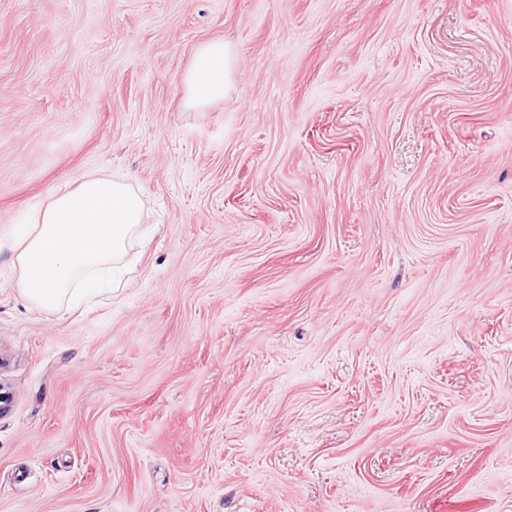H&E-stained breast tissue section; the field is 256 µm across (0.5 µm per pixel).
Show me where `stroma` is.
Here are the masks:
<instances>
[{"label": "stroma", "mask_w": 512, "mask_h": 512, "mask_svg": "<svg viewBox=\"0 0 512 512\" xmlns=\"http://www.w3.org/2000/svg\"><path fill=\"white\" fill-rule=\"evenodd\" d=\"M89 172L141 258L51 315ZM0 389V512H512V0H0ZM234 65L235 52L230 44L223 40L199 44L181 81L184 102L203 107L224 100L233 85ZM56 191L16 231L13 258L21 296L48 313H68L120 283L146 223L143 194L112 174L80 176Z\"/></svg>", "instance_id": "1"}]
</instances>
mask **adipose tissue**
<instances>
[{
	"label": "adipose tissue",
	"instance_id": "ef3b65f1",
	"mask_svg": "<svg viewBox=\"0 0 512 512\" xmlns=\"http://www.w3.org/2000/svg\"><path fill=\"white\" fill-rule=\"evenodd\" d=\"M235 52L221 40L199 44L181 85L184 101L223 100L234 78ZM146 221L142 193L107 173L80 176L56 191L16 231L13 258L21 296L49 313L70 312L103 283L120 282Z\"/></svg>",
	"mask_w": 512,
	"mask_h": 512
}]
</instances>
